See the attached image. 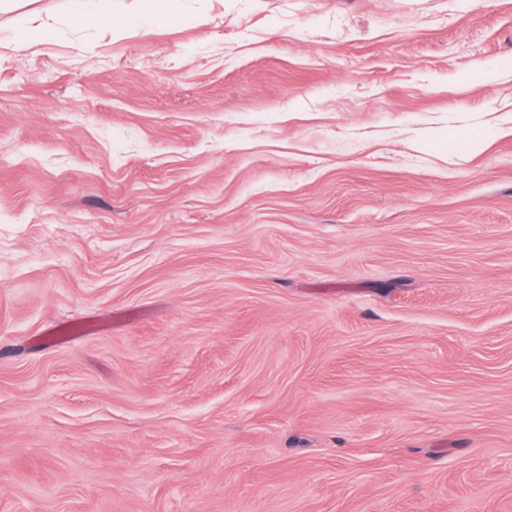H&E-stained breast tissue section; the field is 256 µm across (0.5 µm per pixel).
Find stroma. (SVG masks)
Wrapping results in <instances>:
<instances>
[{
	"label": "stroma",
	"instance_id": "1",
	"mask_svg": "<svg viewBox=\"0 0 512 512\" xmlns=\"http://www.w3.org/2000/svg\"><path fill=\"white\" fill-rule=\"evenodd\" d=\"M105 7L0 16V512H512V0ZM97 0H69V20L82 26L95 25L105 18L99 10ZM494 130H487V134L485 138L482 140L481 137L478 138H462L463 141L458 143V147L463 152H470L475 147L479 146L488 136L491 135H512V113L508 112L507 115L498 117L493 122Z\"/></svg>",
	"mask_w": 512,
	"mask_h": 512
}]
</instances>
